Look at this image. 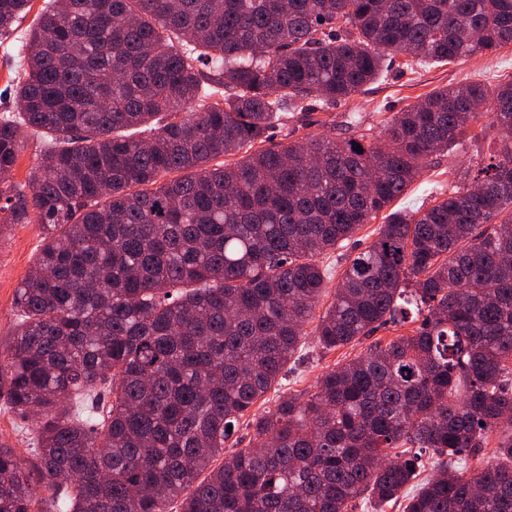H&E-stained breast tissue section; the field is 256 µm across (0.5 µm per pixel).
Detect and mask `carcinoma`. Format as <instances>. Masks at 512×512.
Wrapping results in <instances>:
<instances>
[{
	"label": "carcinoma",
	"instance_id": "carcinoma-1",
	"mask_svg": "<svg viewBox=\"0 0 512 512\" xmlns=\"http://www.w3.org/2000/svg\"><path fill=\"white\" fill-rule=\"evenodd\" d=\"M29 4L0 0L1 37ZM507 45L512 0H49L0 115V228L42 229L0 345L34 460L0 442V512H353L401 498L423 450L436 472L405 512H512V78L435 90L369 143L252 149L398 55ZM476 126L505 132L493 162L387 214L312 335L350 346L406 304L419 326L251 413L325 293L318 258ZM24 128L51 138L28 193L9 184Z\"/></svg>",
	"mask_w": 512,
	"mask_h": 512
}]
</instances>
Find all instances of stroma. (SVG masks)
I'll return each instance as SVG.
<instances>
[{"instance_id":"35a3bbf8","label":"stroma","mask_w":512,"mask_h":512,"mask_svg":"<svg viewBox=\"0 0 512 512\" xmlns=\"http://www.w3.org/2000/svg\"><path fill=\"white\" fill-rule=\"evenodd\" d=\"M29 28L20 23L7 37H0V112L14 110L12 89L20 69L18 46ZM397 66L383 71L378 79L361 93L336 107L314 112L288 113L274 129L270 142L277 145L305 135L329 133L331 128H344L349 118H356L361 129L377 136L385 120L394 112L421 100L429 92L466 82L494 86L512 76V47L493 53L477 54L451 63L410 64L408 55L397 58ZM498 145L494 135L479 137L456 146L451 152L435 157L431 168L395 199L391 210H419L441 200L449 184L457 181L469 159L476 154L491 157ZM41 228L36 224H14L0 234V341L8 342L17 322L15 293L27 276L38 252ZM366 343L322 352L313 337H305L301 358L289 370L280 390L270 391L269 400L278 396L314 390L318 378L336 364L359 355Z\"/></svg>"}]
</instances>
